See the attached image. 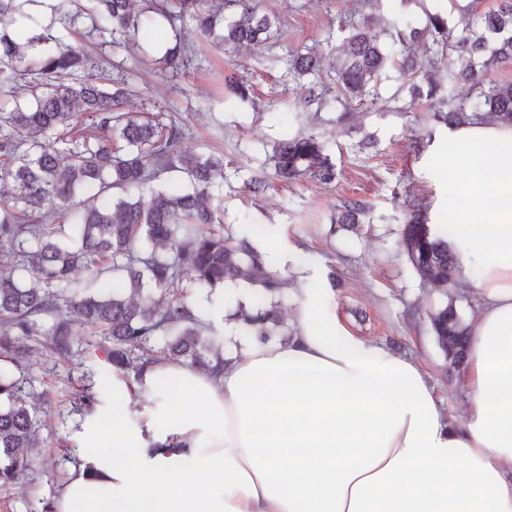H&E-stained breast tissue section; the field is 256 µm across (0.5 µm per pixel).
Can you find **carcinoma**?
I'll list each match as a JSON object with an SVG mask.
<instances>
[{
  "label": "carcinoma",
  "mask_w": 512,
  "mask_h": 512,
  "mask_svg": "<svg viewBox=\"0 0 512 512\" xmlns=\"http://www.w3.org/2000/svg\"><path fill=\"white\" fill-rule=\"evenodd\" d=\"M148 19L162 21L175 43L158 61L159 71L193 62L185 19L196 41L229 54L274 38L275 18L258 12L254 0H147ZM383 36L370 33L355 15L350 35L336 47L333 71L322 78L323 59L314 47L277 58L310 100L334 108L344 121L355 104L381 99L380 83L396 73L408 82L399 92L425 97L431 116L445 126L491 121L512 127V82L487 79L497 63L512 61V0L465 23L455 34L448 17L426 14L418 26L399 0ZM134 0H0V17L20 22L0 28V180L13 185L0 199V484L18 481L31 465L27 449L40 443L41 422L26 400L24 379L12 370L28 367L27 343L46 341L63 358L73 355L75 337L110 343L106 358L140 375L160 359L219 373L221 345L211 336L202 308L188 299L189 286L212 296L229 285L254 290L230 319L266 342L285 336L281 299L284 277L270 267L249 237L224 233L210 189L224 174V153L183 154L176 146L183 128L162 110L122 111L128 69L110 63L116 76L102 84L89 74L94 61L83 47L55 34L84 14L91 27L82 37L121 48L119 37L138 32ZM426 45V63L404 54ZM469 84L474 94L454 98L443 84ZM55 141H40V134ZM64 147H57V143ZM277 177L331 182L335 165L321 136L301 131L273 147ZM163 171H178L188 191L148 189ZM87 194L76 200L77 191ZM62 213L66 222L44 223ZM366 213L356 200L344 202L337 223L354 226ZM407 258L423 283L442 290L445 301L427 312L432 336L448 367L466 364L471 330L457 306L456 264L448 240L432 234L426 217L411 214L402 227ZM82 268L89 278L76 281ZM112 287L107 288V279ZM94 383L79 389V409L98 402Z\"/></svg>",
  "instance_id": "obj_1"
}]
</instances>
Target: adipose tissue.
Wrapping results in <instances>:
<instances>
[{"label": "adipose tissue", "mask_w": 512, "mask_h": 512, "mask_svg": "<svg viewBox=\"0 0 512 512\" xmlns=\"http://www.w3.org/2000/svg\"><path fill=\"white\" fill-rule=\"evenodd\" d=\"M448 169L470 176L432 231L450 230L460 276L480 272L462 422L416 361L353 336L316 288L290 335L247 337L220 377L113 371L53 512H512V127L454 129Z\"/></svg>", "instance_id": "obj_1"}]
</instances>
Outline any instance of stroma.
Instances as JSON below:
<instances>
[{"label":"stroma","instance_id":"obj_1","mask_svg":"<svg viewBox=\"0 0 512 512\" xmlns=\"http://www.w3.org/2000/svg\"><path fill=\"white\" fill-rule=\"evenodd\" d=\"M260 11L279 21L276 46L245 48L235 54L197 49L190 67L159 75L154 60L171 30L144 29L122 47L133 70L123 109L159 107L185 125L179 150L224 154V187L219 197L225 231L235 234L261 227V248L287 252L280 270L288 279L283 316L317 278L335 275L339 285L327 296L330 311L362 341L394 355L415 358L436 389L444 412L460 416L465 405L464 373L449 371L429 330L427 310L441 299L439 289L422 285L401 243L407 215L425 208L430 221L448 219V193L460 176L448 170L438 147L447 128L427 118L424 100H402L398 112L361 105L349 125L337 124L331 111L305 105L303 92L288 80L277 56L316 43L334 48L348 36V14L361 0H256ZM236 75L251 86L261 110L230 96L225 78ZM372 134L374 147H359L356 125ZM314 129L328 143L336 180L285 182L274 175L270 159L275 142ZM267 182L264 194L246 182ZM363 202L368 212L356 228L344 230L335 218L343 202ZM32 387L39 394L43 423L33 466L17 484L0 486V512H51L71 468L72 436L83 416L73 401L83 375L108 377L112 369L102 351L87 350L71 361L59 360L41 345L28 355Z\"/></svg>","mask_w":512,"mask_h":512}]
</instances>
